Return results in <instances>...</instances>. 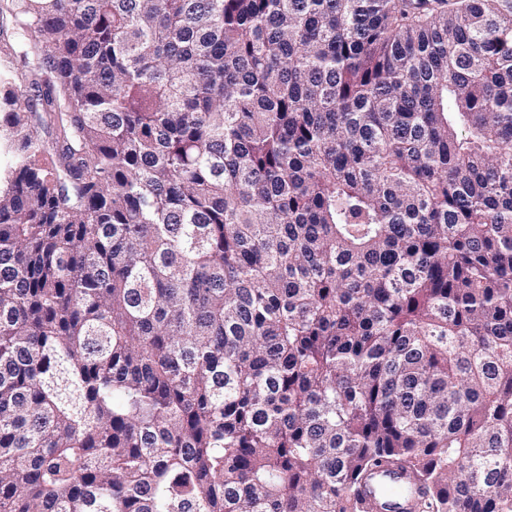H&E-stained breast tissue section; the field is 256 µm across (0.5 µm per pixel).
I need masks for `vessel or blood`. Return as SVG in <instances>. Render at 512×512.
I'll return each instance as SVG.
<instances>
[{"instance_id": "b4317fda", "label": "vessel or blood", "mask_w": 512, "mask_h": 512, "mask_svg": "<svg viewBox=\"0 0 512 512\" xmlns=\"http://www.w3.org/2000/svg\"><path fill=\"white\" fill-rule=\"evenodd\" d=\"M422 495L412 475L395 468L376 473L363 488L368 512H418Z\"/></svg>"}]
</instances>
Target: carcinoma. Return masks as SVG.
Returning <instances> with one entry per match:
<instances>
[{"label":"carcinoma","instance_id":"1","mask_svg":"<svg viewBox=\"0 0 512 512\" xmlns=\"http://www.w3.org/2000/svg\"><path fill=\"white\" fill-rule=\"evenodd\" d=\"M9 12L0 512H512V0ZM34 41V34L29 33L23 38L15 40L12 38L13 51L6 53L0 50V77L2 79L5 77H13L14 74L21 72L18 56ZM387 485L398 488L399 494L384 495L382 488ZM362 490L368 512H419L418 502L423 497V489L412 475L396 468L376 473Z\"/></svg>","mask_w":512,"mask_h":512}]
</instances>
